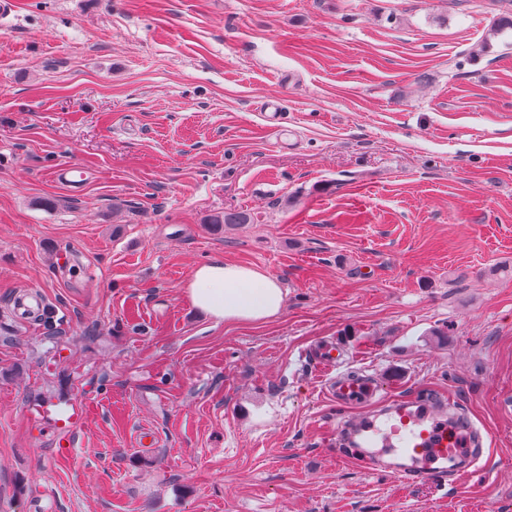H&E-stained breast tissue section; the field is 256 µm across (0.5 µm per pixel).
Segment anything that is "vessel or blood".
<instances>
[{"instance_id": "1", "label": "vessel or blood", "mask_w": 512, "mask_h": 512, "mask_svg": "<svg viewBox=\"0 0 512 512\" xmlns=\"http://www.w3.org/2000/svg\"><path fill=\"white\" fill-rule=\"evenodd\" d=\"M332 392L337 399L359 403L376 395L373 383L351 378L336 380ZM359 447L365 448L363 462L374 468L373 449L382 448L400 460L395 476L409 483L440 484L448 476V465L461 457L464 447L473 446L475 432L468 424L453 427L433 404L412 398L398 400L383 418H363L357 429Z\"/></svg>"}]
</instances>
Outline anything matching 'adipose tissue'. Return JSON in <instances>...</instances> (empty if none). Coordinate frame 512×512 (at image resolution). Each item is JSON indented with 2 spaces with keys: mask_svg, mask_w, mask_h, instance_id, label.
Wrapping results in <instances>:
<instances>
[{
  "mask_svg": "<svg viewBox=\"0 0 512 512\" xmlns=\"http://www.w3.org/2000/svg\"><path fill=\"white\" fill-rule=\"evenodd\" d=\"M185 292L192 306L218 324L270 320L279 315L285 299L273 276L221 258L197 266Z\"/></svg>",
  "mask_w": 512,
  "mask_h": 512,
  "instance_id": "ef3b65f1",
  "label": "adipose tissue"
}]
</instances>
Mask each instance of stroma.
Returning a JSON list of instances; mask_svg holds the SVG:
<instances>
[{
  "instance_id": "stroma-1",
  "label": "stroma",
  "mask_w": 512,
  "mask_h": 512,
  "mask_svg": "<svg viewBox=\"0 0 512 512\" xmlns=\"http://www.w3.org/2000/svg\"><path fill=\"white\" fill-rule=\"evenodd\" d=\"M511 15L14 0L0 512H512V29L493 26ZM70 165L76 190L55 177ZM230 209L251 223L208 225ZM216 257L277 278L282 312L217 325L195 309L185 286ZM33 289L50 322L15 317ZM344 371L379 397H330ZM402 397L484 438L445 489L336 454L341 426Z\"/></svg>"
}]
</instances>
